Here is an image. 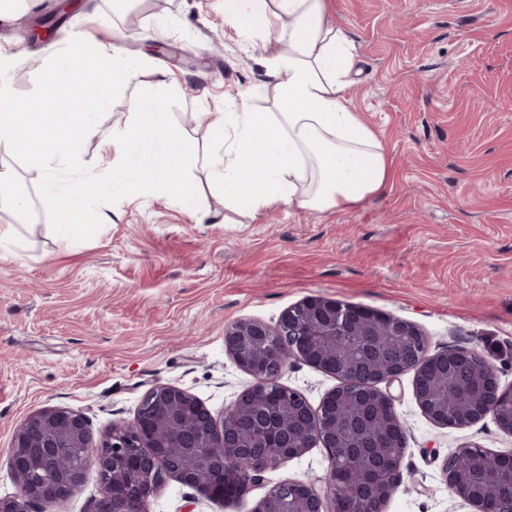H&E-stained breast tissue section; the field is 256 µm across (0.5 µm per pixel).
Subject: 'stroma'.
Wrapping results in <instances>:
<instances>
[{"label": "stroma", "instance_id": "obj_1", "mask_svg": "<svg viewBox=\"0 0 512 512\" xmlns=\"http://www.w3.org/2000/svg\"><path fill=\"white\" fill-rule=\"evenodd\" d=\"M11 10L0 19V54L12 60L8 79L20 94L71 38L91 41L113 26L134 33L127 53L146 67L86 137L81 158L92 173L112 164L103 140L113 121L160 78L173 80L169 110L202 152L212 148L210 130L188 114L223 111L225 94L243 87L267 103L264 68L224 37L221 0H134L120 13L110 0H13ZM40 20L52 24L50 39L19 38ZM329 21L356 43L348 102L391 161L387 188L358 208L278 209L228 224L207 169L190 164L184 174L214 221L196 223L164 197L108 204L99 231L72 250L45 215L40 170L0 153V171H12L26 204L0 200V225L16 227L0 246V498L19 493L11 440L39 408L83 414L95 442L113 422L132 421L148 389L170 384L223 419L254 384L226 352V328L244 319L276 326L309 296L410 320L431 351L475 350L512 386V0H334ZM280 381L314 406L338 384L301 362ZM387 390L406 445L404 488L385 512H470L444 484L443 461L466 445L512 453V434L490 415L464 429L435 425L412 374ZM328 468L325 449L311 448L263 473L248 501ZM238 510L173 480L147 504Z\"/></svg>", "mask_w": 512, "mask_h": 512}]
</instances>
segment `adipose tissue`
Wrapping results in <instances>:
<instances>
[{
    "label": "adipose tissue",
    "instance_id": "obj_1",
    "mask_svg": "<svg viewBox=\"0 0 512 512\" xmlns=\"http://www.w3.org/2000/svg\"><path fill=\"white\" fill-rule=\"evenodd\" d=\"M331 0H223L224 30L258 51L273 84L270 104L253 106L254 92L236 91L222 112H200L218 146L200 156L175 125L171 83L160 80L133 98L113 124L112 195H159L197 221L207 217L181 168L201 163L224 196L236 224L270 209L317 213L359 207L381 193L390 176L386 148L347 101L356 59L354 41L328 23Z\"/></svg>",
    "mask_w": 512,
    "mask_h": 512
}]
</instances>
